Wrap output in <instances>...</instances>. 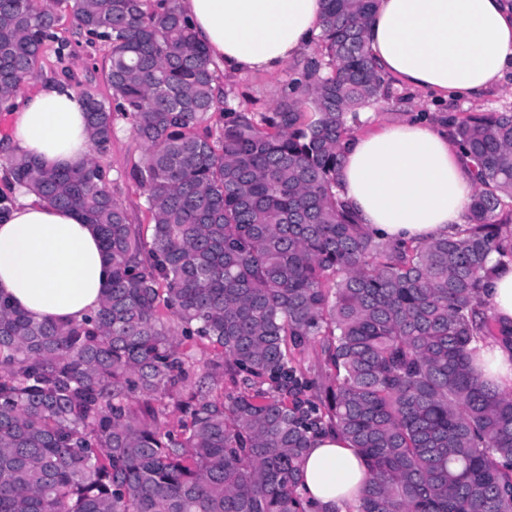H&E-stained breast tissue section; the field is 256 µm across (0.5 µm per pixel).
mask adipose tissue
<instances>
[{"label":"adipose tissue","instance_id":"obj_1","mask_svg":"<svg viewBox=\"0 0 512 512\" xmlns=\"http://www.w3.org/2000/svg\"><path fill=\"white\" fill-rule=\"evenodd\" d=\"M225 77L273 74L309 53L322 31L321 0H178ZM364 39L379 71L413 91L481 103L512 72V8L504 0H377ZM11 157L49 167L92 155L83 97L65 82L39 86L12 107ZM476 182L447 129L411 120L366 128L346 145L338 191L358 223L389 240L428 242L466 224ZM108 269L96 225L25 189L0 212V298L32 320H83L99 308ZM512 330V264L483 292ZM367 469L348 440L315 441L304 488L333 512H356Z\"/></svg>","mask_w":512,"mask_h":512}]
</instances>
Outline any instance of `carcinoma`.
I'll list each match as a JSON object with an SVG mask.
<instances>
[{"instance_id": "1", "label": "carcinoma", "mask_w": 512, "mask_h": 512, "mask_svg": "<svg viewBox=\"0 0 512 512\" xmlns=\"http://www.w3.org/2000/svg\"><path fill=\"white\" fill-rule=\"evenodd\" d=\"M323 2L297 77L252 112L216 94L177 0H73L72 25L110 47V97L83 92L94 157L17 156L7 183L98 225L112 279L78 323L0 299V512H338L303 488L330 431L365 457L357 512H512V391L472 347L495 337L490 259L512 262V112L422 113L473 161L469 223L378 239L336 193L343 141L389 90L363 38L375 0ZM58 23L0 0V103ZM119 117L146 148L148 242L95 160ZM186 340L218 351L205 375Z\"/></svg>"}]
</instances>
